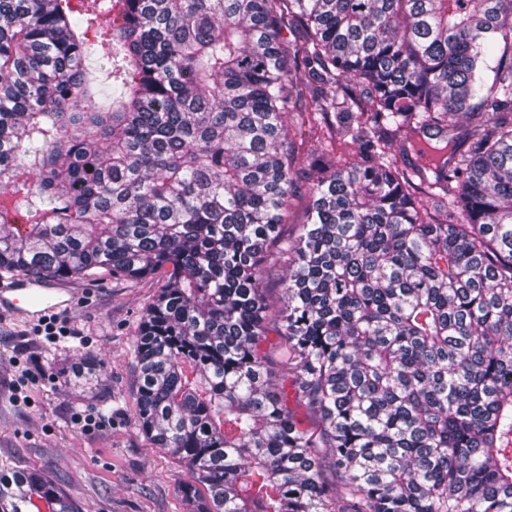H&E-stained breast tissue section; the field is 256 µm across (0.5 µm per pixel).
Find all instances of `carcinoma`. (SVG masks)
Masks as SVG:
<instances>
[{
  "mask_svg": "<svg viewBox=\"0 0 512 512\" xmlns=\"http://www.w3.org/2000/svg\"><path fill=\"white\" fill-rule=\"evenodd\" d=\"M299 72L371 161L290 236ZM102 271L160 282L135 424L189 512H512V0H0V273ZM0 512L79 509L3 467ZM417 141L416 136L408 134L394 143L392 155L400 166H408L413 162L418 164L424 163V159L416 151Z\"/></svg>",
  "mask_w": 512,
  "mask_h": 512,
  "instance_id": "cac0c4a2",
  "label": "carcinoma"
}]
</instances>
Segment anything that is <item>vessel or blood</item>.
Listing matches in <instances>:
<instances>
[{"mask_svg": "<svg viewBox=\"0 0 512 512\" xmlns=\"http://www.w3.org/2000/svg\"><path fill=\"white\" fill-rule=\"evenodd\" d=\"M75 295L68 289L24 276L0 278V314L28 323L71 310Z\"/></svg>", "mask_w": 512, "mask_h": 512, "instance_id": "b4317fda", "label": "vessel or blood"}]
</instances>
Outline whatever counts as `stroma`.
I'll return each mask as SVG.
<instances>
[{
	"label": "stroma",
	"mask_w": 512,
	"mask_h": 512,
	"mask_svg": "<svg viewBox=\"0 0 512 512\" xmlns=\"http://www.w3.org/2000/svg\"><path fill=\"white\" fill-rule=\"evenodd\" d=\"M314 130L336 126L324 146L337 165L360 161L351 120L341 114L305 112ZM77 304L59 316L65 335L39 334L35 325L0 319V467H36L57 479L81 512H185L178 491L180 461L153 447L137 429L133 341L153 302V280L131 281L108 273L71 279ZM101 365L96 388L64 383L60 368L85 357ZM94 414L90 431L73 421Z\"/></svg>",
	"instance_id": "obj_1"
}]
</instances>
